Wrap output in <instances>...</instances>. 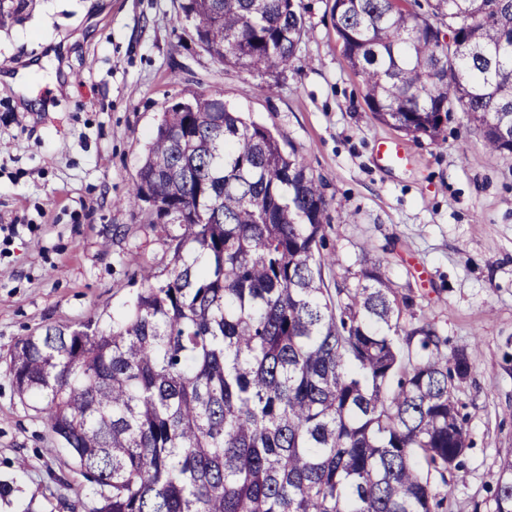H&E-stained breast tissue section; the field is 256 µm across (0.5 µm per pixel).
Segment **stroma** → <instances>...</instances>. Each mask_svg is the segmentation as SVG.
<instances>
[{"label": "stroma", "mask_w": 512, "mask_h": 512, "mask_svg": "<svg viewBox=\"0 0 512 512\" xmlns=\"http://www.w3.org/2000/svg\"><path fill=\"white\" fill-rule=\"evenodd\" d=\"M180 3L33 0L23 19L0 24V224L20 227L0 255V480L43 512H67L61 499L85 492L6 363L44 325L122 311L140 266L160 261L159 233L115 201L166 107L192 91L277 129L323 180L333 280L355 284L370 259L412 299L403 326L431 324L467 355L455 399L470 446L450 507L471 512L512 448V156L483 149L459 112L436 144L375 120L333 0H303L306 33L277 77L213 63L183 33ZM384 139L404 146L402 162L379 158Z\"/></svg>", "instance_id": "35a3bbf8"}]
</instances>
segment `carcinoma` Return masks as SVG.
Returning a JSON list of instances; mask_svg holds the SVG:
<instances>
[{"mask_svg": "<svg viewBox=\"0 0 512 512\" xmlns=\"http://www.w3.org/2000/svg\"><path fill=\"white\" fill-rule=\"evenodd\" d=\"M30 0H0V23ZM333 0V25L374 118L437 142L456 109L512 153V0ZM216 63L274 75L296 58L302 0H183ZM463 28L464 45L439 25ZM115 204L168 240L163 268L109 320L47 325L8 372L88 482L71 512H435L468 448L462 351L375 264L330 288L328 202L296 149L224 100L164 111ZM405 335V344L398 335ZM512 512V448L492 478Z\"/></svg>", "mask_w": 512, "mask_h": 512, "instance_id": "cac0c4a2", "label": "carcinoma"}]
</instances>
